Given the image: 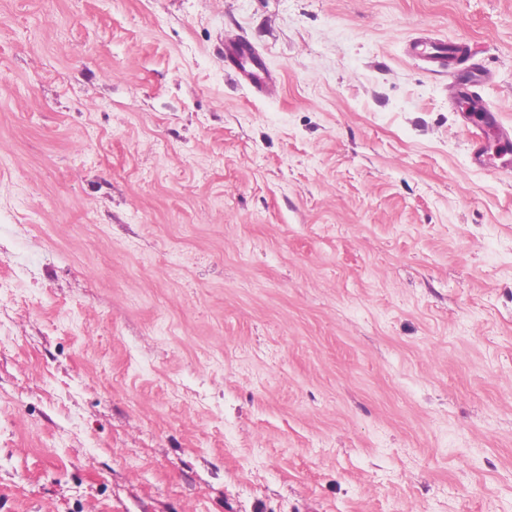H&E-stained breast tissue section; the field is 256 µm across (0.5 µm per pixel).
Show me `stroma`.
<instances>
[{"label":"stroma","instance_id":"1","mask_svg":"<svg viewBox=\"0 0 512 512\" xmlns=\"http://www.w3.org/2000/svg\"><path fill=\"white\" fill-rule=\"evenodd\" d=\"M473 66L512 128V0H0V512H512ZM224 66L238 73L256 95L265 97L276 91V80L261 53L241 33L224 35ZM453 48L459 49L463 53H468L470 56L474 55L476 50L469 42L461 44L457 42H448L445 40H432L428 38H415L411 45L409 53L415 58L425 60L431 65H438L447 69L448 67V53Z\"/></svg>","mask_w":512,"mask_h":512}]
</instances>
